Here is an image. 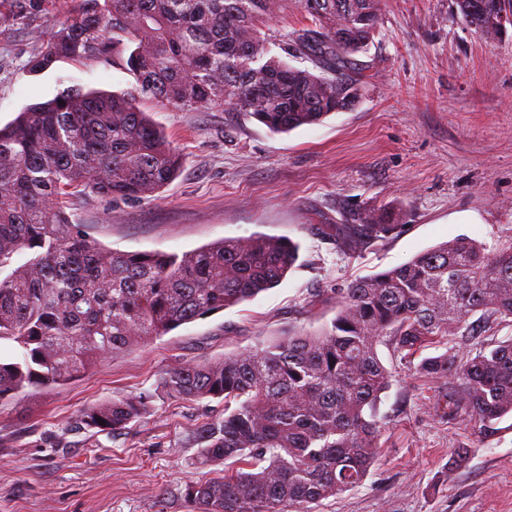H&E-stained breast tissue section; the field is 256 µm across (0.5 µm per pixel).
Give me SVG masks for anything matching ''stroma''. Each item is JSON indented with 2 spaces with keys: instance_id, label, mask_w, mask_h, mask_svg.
Instances as JSON below:
<instances>
[{
  "instance_id": "35a3bbf8",
  "label": "stroma",
  "mask_w": 512,
  "mask_h": 512,
  "mask_svg": "<svg viewBox=\"0 0 512 512\" xmlns=\"http://www.w3.org/2000/svg\"><path fill=\"white\" fill-rule=\"evenodd\" d=\"M71 0H41L31 14L0 0V125L67 86L126 91L120 60L67 61L34 74V35ZM369 49L359 54L354 109L288 133L237 112L140 108L174 141L183 166L153 196L74 200L67 213L104 248L182 254L223 238L287 237L293 270L254 299L173 330L52 391L0 402V512H189L185 484L217 477L202 464L193 429L224 410L216 399L163 395L165 372L232 355L331 320L349 283L465 236L512 239V26L496 40L460 20L456 0H380ZM384 209L399 229L349 252L311 233L350 214ZM512 340V319L449 351L474 355ZM379 355L391 372L381 396L380 456L359 486L313 512H512V414L481 432L448 409L447 379ZM153 395V410L110 433L78 430L92 403ZM465 457H458V449Z\"/></svg>"
}]
</instances>
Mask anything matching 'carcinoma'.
I'll return each instance as SVG.
<instances>
[{
	"instance_id": "cac0c4a2",
	"label": "carcinoma",
	"mask_w": 512,
	"mask_h": 512,
	"mask_svg": "<svg viewBox=\"0 0 512 512\" xmlns=\"http://www.w3.org/2000/svg\"><path fill=\"white\" fill-rule=\"evenodd\" d=\"M512 0H457L463 23L500 35ZM309 24L272 53L263 31L288 0H77L28 62L32 73L67 60L120 58L135 79L124 93L73 85L0 127V401L63 386L104 357L131 350L278 285L298 259L288 238L222 239L178 255L113 252L72 224L63 198L134 200L176 176L181 155L139 108L143 99L186 110L229 108L286 133L349 109L360 96L354 55L367 50L379 0H298ZM384 212L311 233L350 251L395 225ZM26 255L23 262L18 256ZM512 318V242L488 249L458 237L356 280L315 331L280 336L231 356L189 361L162 377L182 400L220 399L224 413L192 439L224 474L185 485L193 512H312L358 486L376 461L377 404L389 383L378 356L448 345L480 322ZM452 380L448 407L486 431L512 414V340L474 357L442 352L419 363ZM151 408L146 395L81 410L78 428L114 432ZM105 424H99V420Z\"/></svg>"
}]
</instances>
